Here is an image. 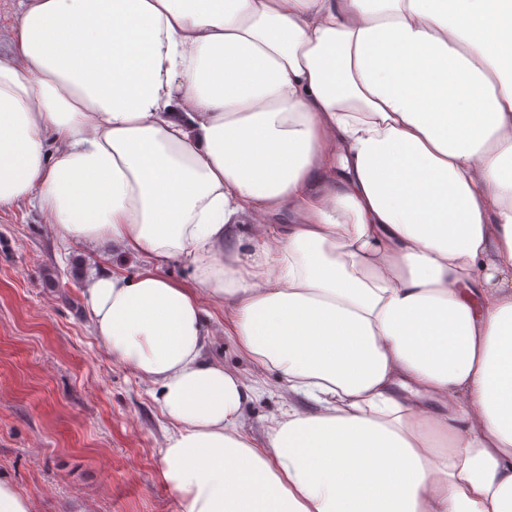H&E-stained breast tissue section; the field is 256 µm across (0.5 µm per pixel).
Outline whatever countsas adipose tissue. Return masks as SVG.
Masks as SVG:
<instances>
[{
	"instance_id": "obj_1",
	"label": "adipose tissue",
	"mask_w": 512,
	"mask_h": 512,
	"mask_svg": "<svg viewBox=\"0 0 512 512\" xmlns=\"http://www.w3.org/2000/svg\"><path fill=\"white\" fill-rule=\"evenodd\" d=\"M16 6L0 211L143 260L84 295L184 512H512V0ZM207 359L223 363L225 368L239 373L247 382L259 379L267 383L266 388L271 392L265 393L246 412V434L256 441H262L270 417L278 415L281 408L288 407V393L280 387L277 373L258 367L240 351L234 337L226 336L224 332L213 336L207 350Z\"/></svg>"
}]
</instances>
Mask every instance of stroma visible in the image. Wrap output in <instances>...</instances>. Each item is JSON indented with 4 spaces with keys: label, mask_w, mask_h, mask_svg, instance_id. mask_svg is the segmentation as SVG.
I'll use <instances>...</instances> for the list:
<instances>
[{
    "label": "stroma",
    "mask_w": 512,
    "mask_h": 512,
    "mask_svg": "<svg viewBox=\"0 0 512 512\" xmlns=\"http://www.w3.org/2000/svg\"><path fill=\"white\" fill-rule=\"evenodd\" d=\"M100 267L133 274L142 264L117 245L101 257L62 245L30 206L0 211V479L33 512H183L159 454L170 424L89 324L83 278ZM207 358L266 382L246 413L247 435L263 440L288 406L277 373L221 332Z\"/></svg>",
    "instance_id": "35a3bbf8"
}]
</instances>
